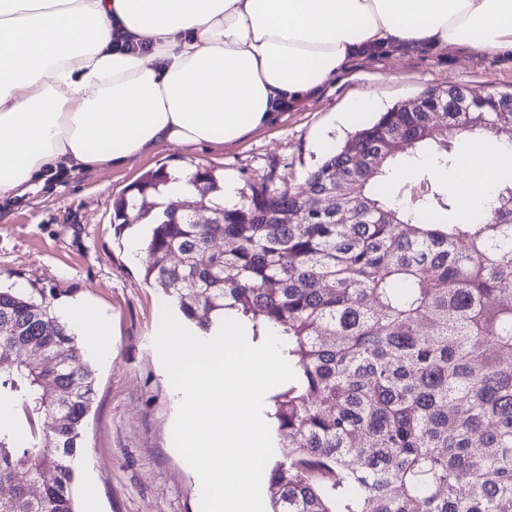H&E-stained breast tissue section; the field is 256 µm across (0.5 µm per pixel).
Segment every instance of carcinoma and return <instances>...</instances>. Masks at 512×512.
<instances>
[{
	"label": "carcinoma",
	"instance_id": "carcinoma-1",
	"mask_svg": "<svg viewBox=\"0 0 512 512\" xmlns=\"http://www.w3.org/2000/svg\"><path fill=\"white\" fill-rule=\"evenodd\" d=\"M511 121L390 109L300 190L263 186L228 206L212 199L221 181L198 170L191 184L220 224L174 218L161 169L119 200L115 233L152 225L144 279L201 336L233 310L252 337L273 328L284 341L295 380L271 397V512H512V181L480 223L457 220L432 172L406 204L386 193L396 137L413 148L405 164L425 155L445 171L458 163L449 131L489 135ZM332 192L344 223L306 204ZM5 323L0 399L13 416L0 419V485L12 491L0 512H76L94 369L49 303L1 288ZM32 346L48 361L21 356Z\"/></svg>",
	"mask_w": 512,
	"mask_h": 512
}]
</instances>
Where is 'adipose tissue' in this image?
I'll return each mask as SVG.
<instances>
[{"label": "adipose tissue", "instance_id": "1", "mask_svg": "<svg viewBox=\"0 0 512 512\" xmlns=\"http://www.w3.org/2000/svg\"><path fill=\"white\" fill-rule=\"evenodd\" d=\"M512 54V0H0V197L161 145L231 144L351 57L393 44ZM469 151L484 220L512 143Z\"/></svg>", "mask_w": 512, "mask_h": 512}]
</instances>
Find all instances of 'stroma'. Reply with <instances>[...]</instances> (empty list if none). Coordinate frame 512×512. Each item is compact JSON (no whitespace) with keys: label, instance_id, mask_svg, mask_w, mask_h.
I'll return each instance as SVG.
<instances>
[{"label":"stroma","instance_id":"35a3bbf8","mask_svg":"<svg viewBox=\"0 0 512 512\" xmlns=\"http://www.w3.org/2000/svg\"><path fill=\"white\" fill-rule=\"evenodd\" d=\"M448 85L476 95L512 93V57L402 42L348 59L318 94L239 142L165 145L111 169L59 172L23 195L0 199V288L23 285L25 294L56 310L79 302L109 322L107 356L91 360L95 395L76 481L78 508L92 501L97 512H201L196 474L172 441L180 399L153 347L168 299L128 255L135 226L114 230L115 205L127 190L160 168L208 169L241 193L267 182L296 190L322 160L323 141L338 144L350 135L339 115L352 98L374 92L384 112Z\"/></svg>","mask_w":512,"mask_h":512}]
</instances>
